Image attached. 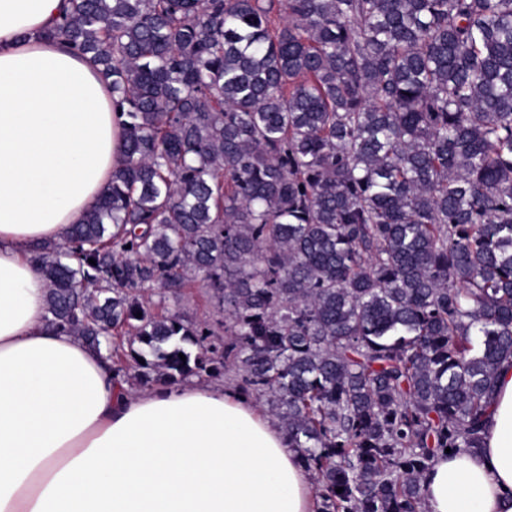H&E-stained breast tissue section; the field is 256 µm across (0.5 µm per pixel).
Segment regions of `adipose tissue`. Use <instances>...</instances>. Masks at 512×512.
<instances>
[{"instance_id":"ef3b65f1","label":"adipose tissue","mask_w":512,"mask_h":512,"mask_svg":"<svg viewBox=\"0 0 512 512\" xmlns=\"http://www.w3.org/2000/svg\"><path fill=\"white\" fill-rule=\"evenodd\" d=\"M66 0H0V512H316L280 425L217 381L133 390L48 326L36 245L63 241L112 178L122 127L90 58L46 31ZM425 512H512V359L483 444L439 455Z\"/></svg>"}]
</instances>
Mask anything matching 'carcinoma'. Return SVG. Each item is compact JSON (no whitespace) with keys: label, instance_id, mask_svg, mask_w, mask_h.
I'll return each mask as SVG.
<instances>
[{"label":"carcinoma","instance_id":"cac0c4a2","mask_svg":"<svg viewBox=\"0 0 512 512\" xmlns=\"http://www.w3.org/2000/svg\"><path fill=\"white\" fill-rule=\"evenodd\" d=\"M46 36L124 117L35 252L49 326L144 382L236 369L318 512H423L512 357V0H70ZM199 274L222 337L139 294Z\"/></svg>","mask_w":512,"mask_h":512}]
</instances>
